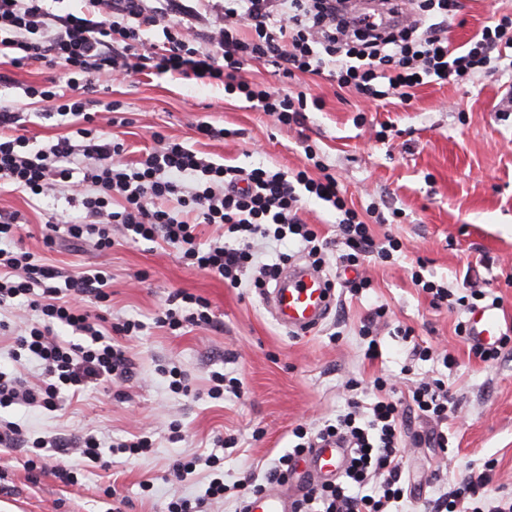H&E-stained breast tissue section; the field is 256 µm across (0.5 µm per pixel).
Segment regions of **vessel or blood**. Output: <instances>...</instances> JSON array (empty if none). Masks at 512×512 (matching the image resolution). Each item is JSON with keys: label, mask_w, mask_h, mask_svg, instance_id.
Masks as SVG:
<instances>
[{"label": "vessel or blood", "mask_w": 512, "mask_h": 512, "mask_svg": "<svg viewBox=\"0 0 512 512\" xmlns=\"http://www.w3.org/2000/svg\"><path fill=\"white\" fill-rule=\"evenodd\" d=\"M322 271L301 264L283 268L277 282L265 295L272 316L289 333L301 335L319 327L335 303L333 289ZM471 343L496 344L502 335L501 309L495 305L476 308L469 316ZM345 456L344 447L331 443L314 448L302 471L304 484L335 477ZM245 512H291L292 501L283 493L270 489L247 497Z\"/></svg>", "instance_id": "b4317fda"}]
</instances>
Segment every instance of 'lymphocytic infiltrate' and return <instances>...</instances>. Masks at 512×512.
<instances>
[{"label":"lymphocytic infiltrate","mask_w":512,"mask_h":512,"mask_svg":"<svg viewBox=\"0 0 512 512\" xmlns=\"http://www.w3.org/2000/svg\"><path fill=\"white\" fill-rule=\"evenodd\" d=\"M82 2L80 13L57 14L46 0H0V57L17 69L38 63L50 71L44 82L25 85L14 107L0 109V189L33 196L57 189L70 192L84 220L65 226L46 221L45 246H52L62 232L93 240L103 252L111 249L112 227L118 224L132 239L165 241L187 266L222 279L228 287H240L243 275L252 274V286L260 292L277 279L288 257L258 262V243L292 238L313 265L326 263L330 241L301 217L306 193L339 213L336 236L343 250L338 266L356 269L370 256L387 263L403 245L389 235L376 241L364 215L348 205L335 176L327 172L315 178L305 169L217 164L158 131L152 134L151 150L137 162H124L123 139L100 126L103 113L118 111V103L103 102L98 112L90 109V96L102 81L152 74L216 84L288 126L299 123L307 108L321 109V99L240 78L245 65L264 62L287 76L326 73L339 87L366 99L395 96L406 103L418 82L497 68L498 53L512 48L511 13L475 31L465 51L451 47L443 18L457 10L458 0H412L404 25L383 29L369 12L345 18L344 0H224L223 12L202 35L185 25L195 9L182 0ZM151 30L161 31V40L148 39ZM39 103L48 104L51 114L76 118L78 127L43 147H31L24 130ZM204 225L214 230L206 241L200 231ZM20 231L18 214L0 213V307L22 297L33 311V319L16 334L13 357L36 361L44 379L31 386L0 371V408L24 404L53 412L62 389L78 393L96 381L129 380L134 363L118 339L138 335L144 325L131 319L113 323L92 312V305L110 298L109 275L101 269L63 275L19 247ZM411 280L436 309L455 304L470 311L487 297L480 289L455 294L447 284L417 271ZM167 303L156 319L159 327L173 332L213 322L210 304L201 296L179 290ZM60 326L71 328L75 340L59 339ZM397 334L411 343L414 358L440 363L444 371L454 366L447 351L416 343L414 328H398ZM444 371L423 377L403 394L382 376L365 387L347 381L346 410L317 427H294L295 445L263 474L238 483L237 503L288 483L296 461L316 443L337 440L350 450L341 476L309 488L295 500V512H398L413 494L402 477L407 442L448 446V420L456 406ZM413 412L430 422L428 431L409 434ZM0 446L21 448L31 471L43 469L44 449L79 454V461L52 470L62 483L74 485L83 462H100L107 451L136 459L151 450L152 441L139 435L106 448L89 433L64 442L50 433L32 436L20 423L0 418ZM488 481V472L469 469L453 489L428 500V512H512V496L485 495Z\"/></svg>","instance_id":"lymphocytic-infiltrate-1"}]
</instances>
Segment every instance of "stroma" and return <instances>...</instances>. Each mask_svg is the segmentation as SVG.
<instances>
[{
    "mask_svg": "<svg viewBox=\"0 0 512 512\" xmlns=\"http://www.w3.org/2000/svg\"><path fill=\"white\" fill-rule=\"evenodd\" d=\"M448 28L453 46H463L492 16L512 13V0H460ZM248 75L262 85L322 99V109H308L303 128L281 126L256 108L226 97L223 87L191 79L135 75L113 82L109 100L125 118L127 161L151 147L152 132L179 139L210 160L245 168L263 164L284 170L307 167L304 148L335 175L347 202L358 210L375 208L394 222L374 227L376 236L391 234L409 248L387 264L366 263L372 286L361 296L340 292L317 329L293 336L273 319L263 298L248 286L225 287L218 277L184 265L175 249L128 239L113 227L108 252L92 244L58 239L42 242L48 217L57 223L80 221L82 210L60 193L29 201L27 194L0 191V211L19 213L24 248L62 271L77 273L104 267L112 275V297L103 312L112 320L144 323L140 335L125 342L135 362L133 377L121 388L91 383L78 398L62 392L60 407L50 412L17 404L0 410L31 434L66 435L92 431L104 443L150 436L153 446L138 459L118 454L107 464H92L76 486L63 485L50 472L60 456L46 450V473L31 477L20 451L0 447V512H111L108 490L128 501L125 512H166L172 497L195 498L214 476L233 484L248 473L262 472L294 445L292 428L335 417L346 407L343 390L351 378L368 380L378 373L408 385L409 373L432 372L433 362L413 359L411 346L394 336L395 326L415 330L416 339L448 350L457 364L448 385L457 405L449 421L447 450L408 447L404 473L421 482L418 499L406 512H424L434 494L461 481L468 466L493 461L486 493L512 495V350L486 365L468 356L454 334L464 312L451 306L433 309L411 281L416 260L425 277L469 288L493 280L503 299L505 324L512 325V113L502 107L512 92V73L483 70L447 83L429 82L413 90L410 103L392 98L374 103L355 91L339 88L326 76L296 74L286 78L270 65L250 67ZM240 130L233 140L201 138L198 122ZM391 131L385 140L381 125ZM182 289L207 298L215 327L169 331L155 324L168 296ZM390 308L380 330L381 355L364 357L366 342L356 331L375 305ZM30 317L25 302L0 312L9 327L0 330V371L38 382L35 362L11 357L13 327ZM337 341H330L331 332ZM181 371L187 389L170 388L172 371ZM241 380L244 394L208 397L213 372ZM179 421L183 440L169 437L168 425ZM234 436L237 450L218 471L197 466L183 481L170 474L176 459L211 453L217 438Z\"/></svg>",
    "mask_w": 512,
    "mask_h": 512,
    "instance_id": "obj_1",
    "label": "stroma"
}]
</instances>
